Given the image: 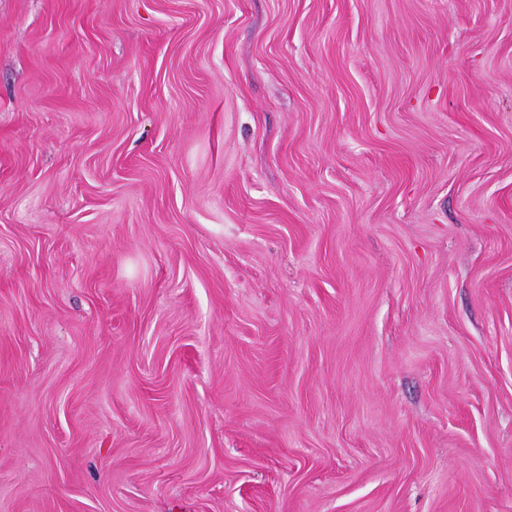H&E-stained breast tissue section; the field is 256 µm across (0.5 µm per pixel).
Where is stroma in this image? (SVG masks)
<instances>
[{
    "mask_svg": "<svg viewBox=\"0 0 512 512\" xmlns=\"http://www.w3.org/2000/svg\"><path fill=\"white\" fill-rule=\"evenodd\" d=\"M0 512H512V0H0Z\"/></svg>",
    "mask_w": 512,
    "mask_h": 512,
    "instance_id": "35a3bbf8",
    "label": "stroma"
}]
</instances>
